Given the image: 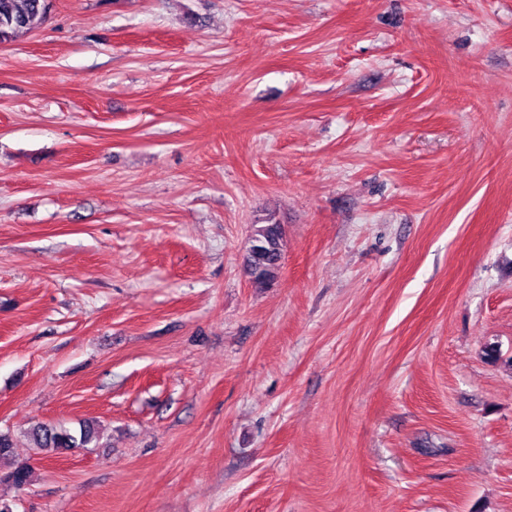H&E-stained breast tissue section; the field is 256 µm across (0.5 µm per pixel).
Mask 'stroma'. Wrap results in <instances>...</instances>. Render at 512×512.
<instances>
[{"label":"stroma","instance_id":"1","mask_svg":"<svg viewBox=\"0 0 512 512\" xmlns=\"http://www.w3.org/2000/svg\"><path fill=\"white\" fill-rule=\"evenodd\" d=\"M511 360L512 0H52L0 43L14 512H512ZM283 256V235L280 224L268 220L253 225L247 256L246 272L259 284H268L279 271ZM32 439L41 453L50 457L68 448H85L96 444L98 431L93 422L83 421L78 431L39 423L31 430Z\"/></svg>","mask_w":512,"mask_h":512}]
</instances>
